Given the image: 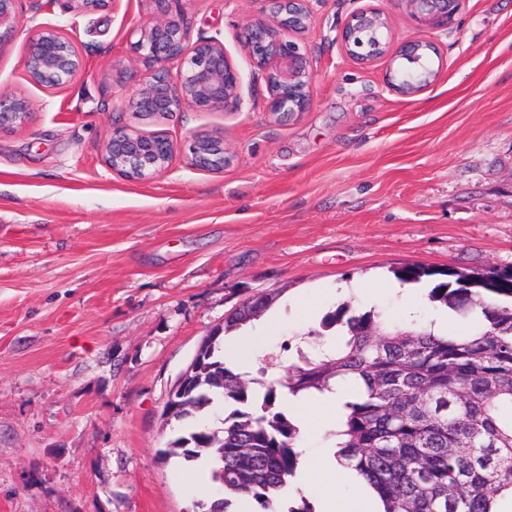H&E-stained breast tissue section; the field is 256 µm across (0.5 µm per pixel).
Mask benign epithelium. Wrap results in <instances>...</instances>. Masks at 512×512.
I'll return each instance as SVG.
<instances>
[{
    "label": "benign epithelium",
    "instance_id": "benign-epithelium-1",
    "mask_svg": "<svg viewBox=\"0 0 512 512\" xmlns=\"http://www.w3.org/2000/svg\"><path fill=\"white\" fill-rule=\"evenodd\" d=\"M19 0H0V52L18 33ZM112 0H71L78 16L103 10ZM150 16L133 33V49L149 64L147 76L122 95L119 107L143 117H164L187 110H233L238 107L241 78L218 37L192 40L191 29L173 10L174 0H146ZM259 15L247 22L239 39L258 69L265 73L268 112L274 115L302 112L310 103L314 78L309 58L291 34L307 27L310 0H261ZM459 0H398L421 22L446 26L452 19L449 7ZM389 25L380 8L366 6L350 15L339 30L346 53L363 65L374 61L364 44L351 39L358 24ZM21 66L28 81L45 88L69 83L83 68V60L58 25L38 27L28 37ZM30 101L0 92V131L24 128L31 115ZM178 151L190 155L201 170L220 171L229 160L224 141L196 134L178 143L162 133L115 127L104 144L103 158L112 172L128 181H142L163 173Z\"/></svg>",
    "mask_w": 512,
    "mask_h": 512
}]
</instances>
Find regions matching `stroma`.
I'll list each match as a JSON object with an SVG mask.
<instances>
[{
  "label": "stroma",
  "instance_id": "35a3bbf8",
  "mask_svg": "<svg viewBox=\"0 0 512 512\" xmlns=\"http://www.w3.org/2000/svg\"><path fill=\"white\" fill-rule=\"evenodd\" d=\"M389 16L399 47L423 35L435 80L404 97L390 57L362 65L336 31L355 10ZM193 38L218 36L242 76L239 109L142 120L113 109L145 66L130 31L145 0L77 17L70 0H20L21 30L0 53V91L33 104L0 132V512H192L223 487L158 451L170 390L203 339L243 302L276 297L254 360L322 330L340 304L411 327L437 314L441 271L512 269V0H460L452 23L420 25L396 0H312L298 39L315 74L308 109L267 110L264 74L237 41L256 0H180ZM63 26L84 61L68 85L29 83L26 39ZM177 141L207 133L233 154L223 171L177 153L143 182L110 171L113 127ZM433 269L413 303L395 270ZM277 325L259 335L263 321ZM301 428L302 495L361 512L368 489L332 469L333 421L318 402Z\"/></svg>",
  "mask_w": 512,
  "mask_h": 512
}]
</instances>
